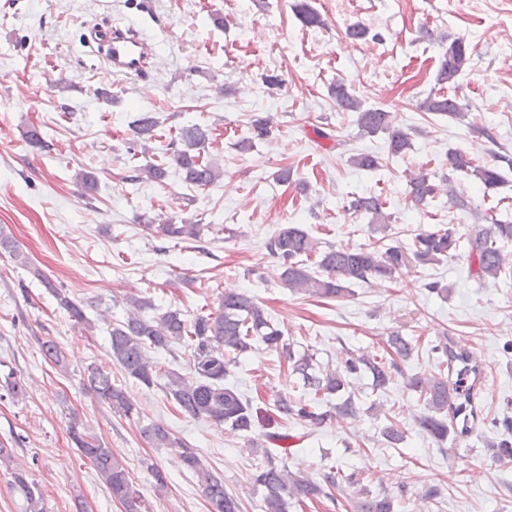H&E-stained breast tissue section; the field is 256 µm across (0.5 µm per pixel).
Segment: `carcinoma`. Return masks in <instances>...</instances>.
Here are the masks:
<instances>
[{"instance_id": "carcinoma-1", "label": "carcinoma", "mask_w": 512, "mask_h": 512, "mask_svg": "<svg viewBox=\"0 0 512 512\" xmlns=\"http://www.w3.org/2000/svg\"><path fill=\"white\" fill-rule=\"evenodd\" d=\"M294 11L303 26L324 25L321 14L310 0H299ZM470 60L466 42L457 38L444 48L437 71L436 83L453 84ZM336 106L344 112L356 113V125L362 135L388 133L389 153L399 156L412 146L411 134L391 126V115L379 107H366L354 94L350 83L341 79L330 88ZM424 112L460 120L466 116L465 107L456 96L439 90L432 91L417 104ZM273 118L255 116L251 121V135L237 142L239 150H249L254 141L264 140L271 134ZM159 121L152 112H141L131 122L134 133L133 147L146 152L157 138ZM210 136V129L200 124L179 128L170 142L171 161L179 169L183 181L196 188L214 184L221 171L212 161L203 157ZM350 164L360 170H377L382 159L368 152L353 154ZM164 163L148 164L133 170L131 181L147 179L162 183L168 177ZM465 175L480 183L484 190H495L504 182L496 165L477 164L466 152L448 151V171L432 173L420 168L409 174V195L417 204L442 193L448 197L452 208L468 211L474 227L468 238L469 257L476 264L477 277L483 281L497 280L512 266V255L505 254L501 243L512 241V220H504L496 208L478 210L471 207L464 193L458 191L457 176ZM348 210L356 215L371 216L374 231L386 233L392 216L383 211V202L375 195H353ZM146 228L157 237L177 240H198L203 227L199 224H176L168 221L156 224L144 220ZM457 246L456 229L452 226L420 228L412 237L410 247L384 243L378 238L356 249H319L318 242L295 224H281L267 242L270 254L278 260L279 279L290 290L318 298H338L356 283H384L411 264L426 265L448 258ZM44 287L54 297L60 309L76 325L93 328L86 317L83 304L77 302L67 290L56 286L43 276ZM126 318L112 325L109 331V353L129 378L147 389L159 388L166 399L172 401L180 412L194 419L205 418L218 426L246 439L245 446L253 452H262L263 462L252 474L254 487L261 491L262 512H290L295 504L319 497L334 499L333 491L341 490L342 483L360 484L356 474L341 475L334 467L322 473L316 481L307 473L291 471L284 457L290 454L284 442L290 439L286 432L267 431L264 441L257 442L251 433L262 426L260 408L253 406L233 385L224 380L230 366L238 358L261 344L266 349L282 354L291 374L299 375L303 388L313 398L296 400L288 393L280 394L273 407L277 417L286 422L299 420L314 427L328 421L352 420L361 410L360 399L352 390L351 379L362 372L371 374L372 391L387 389L394 375L401 372L399 361L409 358L414 350L411 340L394 334L391 336L386 357L354 355L344 362V369H320L314 354L305 349L293 350L282 332L268 319L264 310L243 292L226 291L221 294L216 309L187 320L178 309L149 316L154 309L145 298L128 296ZM190 351V372L167 371L160 374L152 351H172L175 346ZM443 363L448 367L445 376L415 375L407 379L406 386L423 399L425 413L418 419L420 429L434 442L441 444L448 437L466 436L477 422L476 387L483 378V369L470 353L455 348L449 336L435 346ZM89 388L96 398L120 417L141 418V409L131 400L126 390L112 382V371L97 365L87 368ZM499 437L489 442L492 457L497 460L512 459V418L505 417L495 423ZM69 434L79 448L81 456L88 459L99 479L110 491L112 499L123 506L124 512H144V500L129 476L124 463L114 455L101 438L91 431L76 414L69 419ZM141 434L155 448L177 451L186 469L197 479L212 512H241V503L224 488V478L205 465L196 449L176 437L164 424L149 422L141 427ZM274 445L275 449L268 448ZM0 466L11 470L13 485L21 491L28 512H46L41 491L27 481L25 471L15 462L14 450L0 446ZM354 512H395L394 499L385 492L372 494L364 489L356 492L352 501Z\"/></svg>"}]
</instances>
